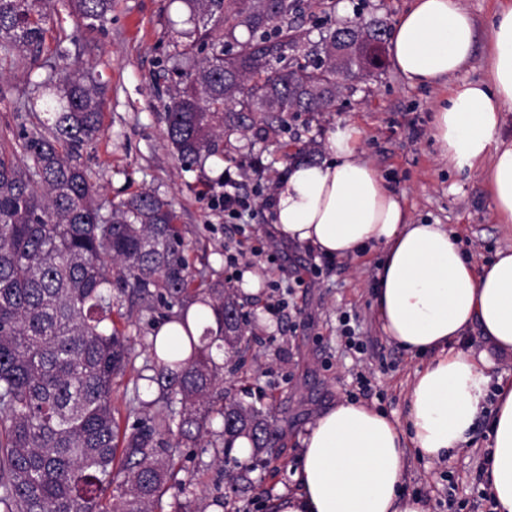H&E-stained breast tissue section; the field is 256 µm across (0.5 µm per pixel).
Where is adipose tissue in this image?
I'll return each mask as SVG.
<instances>
[{
	"instance_id": "obj_1",
	"label": "adipose tissue",
	"mask_w": 512,
	"mask_h": 512,
	"mask_svg": "<svg viewBox=\"0 0 512 512\" xmlns=\"http://www.w3.org/2000/svg\"><path fill=\"white\" fill-rule=\"evenodd\" d=\"M485 79L453 86L437 105L432 136L449 168L480 172L500 223L512 224V141L501 130L512 108V0L493 16ZM475 23L460 0H412L389 38L393 66L427 86L471 64ZM360 131L339 125L328 157L298 161L269 210L281 241L330 260L378 249L373 302L381 329L421 364L400 420L342 400L321 411L302 440L294 490L274 512H431L403 493L406 458L446 462L470 439L496 360H512V247L475 267L442 224L412 223L400 195L359 150ZM486 347L455 351L471 325ZM490 422L487 493L512 512V382L500 385Z\"/></svg>"
}]
</instances>
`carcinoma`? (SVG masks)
<instances>
[{
  "mask_svg": "<svg viewBox=\"0 0 512 512\" xmlns=\"http://www.w3.org/2000/svg\"><path fill=\"white\" fill-rule=\"evenodd\" d=\"M189 41L173 58L180 81L163 103L166 137L184 171L224 156V130L261 140L284 114L326 112L351 75L384 65L386 26L352 21L305 61L288 57V17L301 0H177ZM87 30H102L112 0H68ZM54 22L49 0H0V59L37 64ZM57 73L28 102L32 129L0 128V512H208L223 492L178 478L181 449L209 448L233 490L249 458L274 447L267 415L224 392V354L243 353L249 315L218 271L192 270L171 201L142 190L118 202L76 156L101 133L106 86L56 39ZM135 299L157 323L126 413L112 406L133 365ZM176 324L170 342L159 327Z\"/></svg>",
  "mask_w": 512,
  "mask_h": 512,
  "instance_id": "cac0c4a2",
  "label": "carcinoma"
}]
</instances>
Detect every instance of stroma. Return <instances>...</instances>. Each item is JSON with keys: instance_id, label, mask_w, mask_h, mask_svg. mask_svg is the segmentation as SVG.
<instances>
[{"instance_id": "stroma-1", "label": "stroma", "mask_w": 512, "mask_h": 512, "mask_svg": "<svg viewBox=\"0 0 512 512\" xmlns=\"http://www.w3.org/2000/svg\"><path fill=\"white\" fill-rule=\"evenodd\" d=\"M410 5L411 0H325L322 7L291 16L295 52L304 54L328 29L358 17L394 24ZM51 6L55 24L43 58H51L56 37L66 38L73 58L93 65L106 85L102 131L83 151L81 164L112 200L142 189L171 200L190 243L192 266L206 262L222 272L225 284L238 289L245 312L259 317L243 353L242 377L225 375L223 386L270 410L280 439L266 464L250 473L249 488L228 494L225 512H271L272 502L295 485L300 439L320 409L349 399L405 419L407 387L420 364L385 336L376 318L372 287L379 252L331 261L273 236L268 202L288 173L285 153L313 140L317 160H324L329 131L356 125L365 159L403 195L412 221L448 226L477 267L512 246V224L499 223L478 172L449 169L438 156L431 123L446 84L411 86L389 63L375 77L343 86L330 112L289 118L279 142L257 141L248 131L231 135L223 166L248 207L227 214L223 188L181 171L165 134V94L154 77L185 29L178 4L115 0L102 33L82 28L65 0H52ZM46 74L22 62L0 63V90L7 93L0 99V124H32L33 115L16 111L14 103L30 97ZM254 154L266 166L264 177L249 167ZM250 268L259 277L253 292L244 290L241 278ZM490 420V410H483L467 447L446 464L428 468L408 457L405 492L428 499L432 512H473L485 494Z\"/></svg>"}]
</instances>
